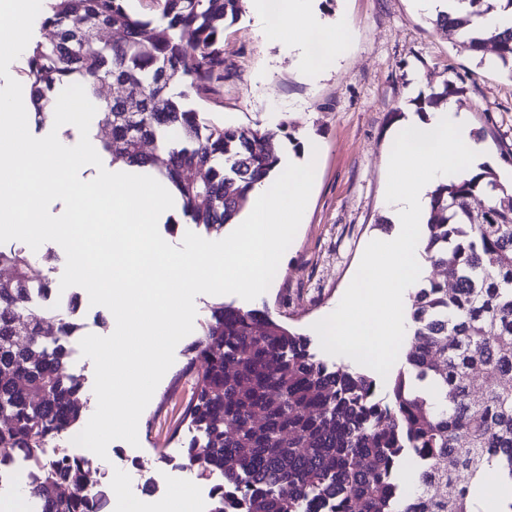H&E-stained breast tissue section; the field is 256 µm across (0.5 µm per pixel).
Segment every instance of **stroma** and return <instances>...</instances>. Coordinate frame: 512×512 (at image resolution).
Returning <instances> with one entry per match:
<instances>
[{"mask_svg": "<svg viewBox=\"0 0 512 512\" xmlns=\"http://www.w3.org/2000/svg\"><path fill=\"white\" fill-rule=\"evenodd\" d=\"M327 23L347 21V49L335 69L314 80L287 48L272 43L263 27L242 15L224 29V81L201 101L225 123L275 130L289 121L300 144L318 142L320 168L304 224L285 251L274 285L252 300L279 321L311 339L327 363L371 374L387 385L405 366L393 368L332 347L336 305L355 277L372 240L390 235L386 194L392 133L413 115L416 97L462 86L457 96L485 163L502 180L512 179V78L493 63L478 64L465 41L436 29L417 0H317ZM184 345L143 411L138 446L127 452L164 470V457L180 453L188 434Z\"/></svg>", "mask_w": 512, "mask_h": 512, "instance_id": "1", "label": "stroma"}]
</instances>
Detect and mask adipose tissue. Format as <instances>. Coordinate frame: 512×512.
<instances>
[{
	"instance_id": "1",
	"label": "adipose tissue",
	"mask_w": 512,
	"mask_h": 512,
	"mask_svg": "<svg viewBox=\"0 0 512 512\" xmlns=\"http://www.w3.org/2000/svg\"><path fill=\"white\" fill-rule=\"evenodd\" d=\"M314 0H248V9L274 42L286 45L311 77L335 68L341 52L338 31L326 27ZM396 148L387 207L395 232L369 246L343 300L333 333L340 345L388 361L404 344L409 328L403 304L423 279L420 224L430 191L475 170L476 146L455 101L404 121Z\"/></svg>"
}]
</instances>
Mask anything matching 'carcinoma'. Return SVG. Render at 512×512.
<instances>
[{
	"label": "carcinoma",
	"mask_w": 512,
	"mask_h": 512,
	"mask_svg": "<svg viewBox=\"0 0 512 512\" xmlns=\"http://www.w3.org/2000/svg\"><path fill=\"white\" fill-rule=\"evenodd\" d=\"M470 10L430 22L465 31L484 62L512 77V28L485 35L478 19L512 0H468ZM157 15L128 0H44L26 57L36 127L53 119L58 91L85 88L100 106L102 149L114 164L148 166L176 189L189 223L205 233L236 223L248 191L274 172L269 133L227 125L191 106L224 80V28L244 0H157ZM100 29L116 34L92 39ZM55 34L52 40L43 33ZM103 82L121 89L99 96ZM463 93L445 84L412 100L423 112ZM138 100L140 111H125ZM204 173V182L197 180ZM491 199L477 217L470 200ZM423 254L444 279L427 276L410 294L406 369L386 397L375 378L330 366L304 335L269 312L216 303L188 348L197 369L182 442L184 466L215 490L210 512H225L224 487L243 494V512H483L493 475L512 512V185L489 166L430 194ZM48 250L0 245V461L17 454L39 471L29 487L38 512H100L90 463L49 460L47 445L75 428L87 405L81 379L65 371L76 306L45 310L55 294Z\"/></svg>",
	"instance_id": "1"
}]
</instances>
